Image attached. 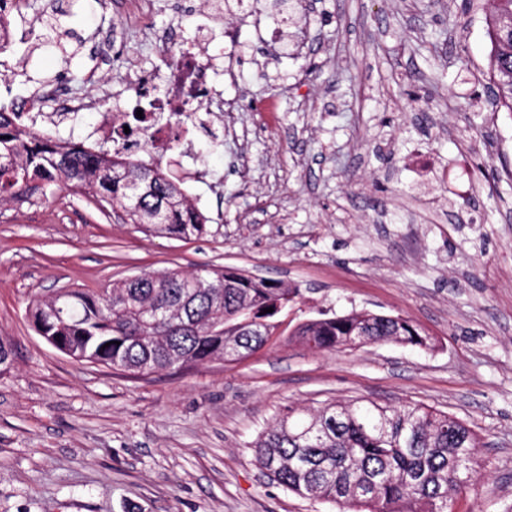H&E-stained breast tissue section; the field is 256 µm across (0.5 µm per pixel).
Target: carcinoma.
<instances>
[{
  "label": "carcinoma",
  "mask_w": 512,
  "mask_h": 512,
  "mask_svg": "<svg viewBox=\"0 0 512 512\" xmlns=\"http://www.w3.org/2000/svg\"><path fill=\"white\" fill-rule=\"evenodd\" d=\"M512 16V0H497L490 20L489 80L494 102L512 112V35L500 19ZM13 111L0 107V199L21 204L56 189L88 193L123 209L143 231L180 239L207 232L180 184L166 177L161 161L109 157L110 150L61 145L30 136L13 125ZM298 290L233 270L146 273L98 292L72 289L29 307L36 332L79 361L149 375L173 367L232 361L280 335L281 317ZM273 312L267 313L265 309ZM262 323L259 335L240 336L242 321ZM401 317L371 312H318L291 333L318 352L338 351L360 337L425 346L427 339ZM477 438L463 421L423 406L395 408L374 402L329 403L301 416L290 408L254 444L269 478L300 496L356 507L362 512H448V495L476 473ZM368 485L359 499L353 491Z\"/></svg>",
  "instance_id": "cac0c4a2"
}]
</instances>
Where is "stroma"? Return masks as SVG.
I'll return each mask as SVG.
<instances>
[{
  "instance_id": "obj_1",
  "label": "stroma",
  "mask_w": 512,
  "mask_h": 512,
  "mask_svg": "<svg viewBox=\"0 0 512 512\" xmlns=\"http://www.w3.org/2000/svg\"><path fill=\"white\" fill-rule=\"evenodd\" d=\"M163 38L121 0H25L28 20L66 10L52 43L16 26L0 103L54 85L96 103L57 138L79 143L110 106L100 86L160 71L192 39L201 0H153ZM491 0H318L280 50L235 20L208 52L237 111L224 142L180 132L169 175L211 216L202 238L143 232L68 190L0 202V512H343L285 490L253 443L284 409L422 405L476 433L478 477L453 512H512V114L488 90ZM122 40L108 59L98 43ZM233 269L299 288L315 311L401 316L430 346L315 352L276 336L234 362L135 377L72 359L33 329L30 300L98 291L139 273Z\"/></svg>"
}]
</instances>
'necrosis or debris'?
<instances>
[{
  "instance_id": "necrosis-or-debris-1",
  "label": "necrosis or debris",
  "mask_w": 512,
  "mask_h": 512,
  "mask_svg": "<svg viewBox=\"0 0 512 512\" xmlns=\"http://www.w3.org/2000/svg\"><path fill=\"white\" fill-rule=\"evenodd\" d=\"M215 60L199 51L183 50L168 54L162 73L163 89L155 91L144 71L128 72L123 86L111 96L112 109L103 113L92 132L99 144H111L113 152L132 157H157L170 144L172 131L163 129L159 121L150 118L131 130H123L126 113V93L135 90L141 97L154 102L156 111L178 117L182 123L204 132L215 143L224 140V115L233 111L217 90L214 80ZM85 102L68 101L50 112H19L17 121L22 127L42 139L54 138L60 126L74 121Z\"/></svg>"
}]
</instances>
